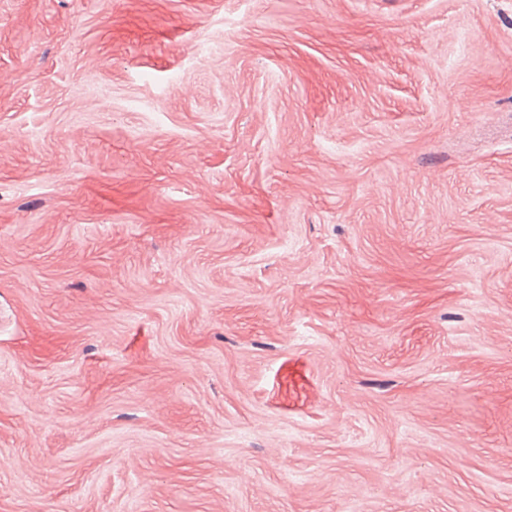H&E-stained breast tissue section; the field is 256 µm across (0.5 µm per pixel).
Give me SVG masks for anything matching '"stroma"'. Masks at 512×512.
<instances>
[{
  "label": "stroma",
  "mask_w": 512,
  "mask_h": 512,
  "mask_svg": "<svg viewBox=\"0 0 512 512\" xmlns=\"http://www.w3.org/2000/svg\"><path fill=\"white\" fill-rule=\"evenodd\" d=\"M0 512H512V0H0Z\"/></svg>",
  "instance_id": "stroma-1"
}]
</instances>
